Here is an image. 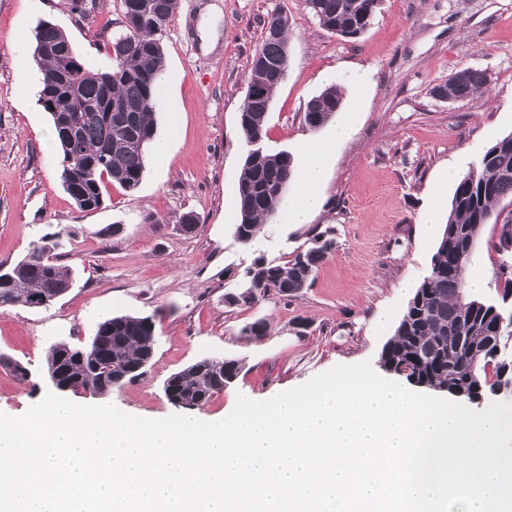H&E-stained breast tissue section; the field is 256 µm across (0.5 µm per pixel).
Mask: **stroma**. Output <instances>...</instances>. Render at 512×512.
I'll return each instance as SVG.
<instances>
[{
    "mask_svg": "<svg viewBox=\"0 0 512 512\" xmlns=\"http://www.w3.org/2000/svg\"><path fill=\"white\" fill-rule=\"evenodd\" d=\"M69 0H0V264L13 265L42 236L63 231L58 262L69 291L40 308L0 309V412L19 416L50 384V346L85 344L117 315L157 318L147 372L108 396L143 418L175 408L164 394L174 372L204 357L242 360L240 376L197 410L207 421L229 414L237 396L263 401L345 364L378 365L383 346L430 273L443 234L422 223L431 207L448 213L443 171L465 173L512 133V0H381L359 38L327 33L301 0H178L162 37L161 98L155 136L164 157L146 155L140 184H112L101 209L81 211L62 186L49 114L38 104L33 61L39 23L62 29L93 70L112 67L109 36L122 32L120 0H96L89 18ZM289 16L287 75L271 99L264 148L298 154L303 139L324 144L329 161L322 212L292 224L286 211L261 228L251 247L234 235L237 181L249 147L238 116L253 54L267 18ZM486 71V92L460 102L432 93L462 68ZM337 86L332 122L310 128L307 102ZM339 123L354 139L336 144ZM193 215L192 229L182 218ZM116 233H109L108 225ZM326 231L336 248L312 287L282 299L231 306L255 257L285 263ZM499 225H485L465 268L485 299L505 277L495 249ZM264 320L268 332L243 336ZM25 368L19 377L17 368Z\"/></svg>",
    "mask_w": 512,
    "mask_h": 512,
    "instance_id": "obj_1",
    "label": "stroma"
}]
</instances>
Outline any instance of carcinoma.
<instances>
[{"label": "carcinoma", "instance_id": "carcinoma-1", "mask_svg": "<svg viewBox=\"0 0 512 512\" xmlns=\"http://www.w3.org/2000/svg\"><path fill=\"white\" fill-rule=\"evenodd\" d=\"M379 0H303L304 7L331 34L357 38L370 26ZM124 30L108 40L112 69L95 71L78 59L67 35L49 21L35 34L33 58L41 71L38 103L49 113L59 147L62 185L83 211L104 204L105 181L136 188L145 168L144 148L154 139L153 114L160 98L163 70L161 37L177 0H121ZM278 27L276 34L270 29ZM288 14L278 11L264 24L265 35L248 73L239 124L247 143L263 140L274 90L288 71ZM266 59L268 67H259ZM67 74L68 95L54 97L58 78ZM490 85L483 70L463 68L440 85L447 100L463 101ZM62 109L51 111L48 102ZM341 97L332 86L306 105L305 122L317 129L338 111ZM295 163L286 152L248 151L237 182L240 222L234 234L250 247L262 224L274 218L294 179ZM512 199V134L488 147L478 162L456 180L448 222L431 259L429 276L416 290L393 336L382 349L380 367L387 373L445 393L462 384L486 394L512 364L505 352L512 339V280L505 281L501 302L467 295L463 271L483 226L496 224L497 205ZM62 231L31 244L27 254L0 278V307L37 308L45 296L61 297L72 285L55 250ZM334 239L318 233L313 246L285 264L254 259L243 289L225 297L232 306H251L273 292L288 299L311 287L315 271L333 252ZM498 252L507 273L512 256V220L502 224ZM505 318L497 326L499 318ZM156 320L120 315L101 322L85 345L55 344L46 356L47 375L73 383L71 394H107L142 376L155 353ZM243 368L238 359L203 358L165 381L167 400L175 407L200 409L224 391Z\"/></svg>", "mask_w": 512, "mask_h": 512}]
</instances>
